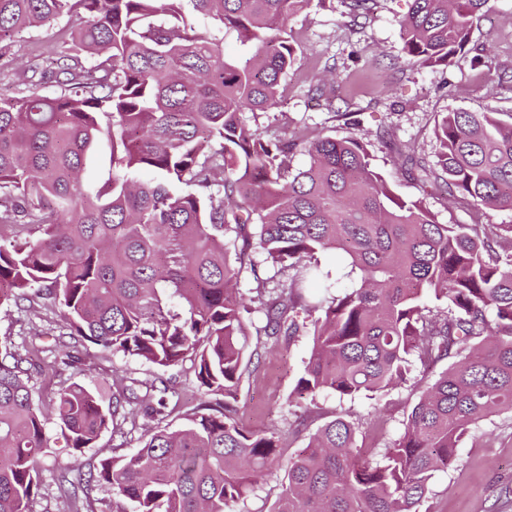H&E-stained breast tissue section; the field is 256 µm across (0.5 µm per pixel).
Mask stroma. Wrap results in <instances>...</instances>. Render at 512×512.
I'll return each mask as SVG.
<instances>
[{
  "mask_svg": "<svg viewBox=\"0 0 512 512\" xmlns=\"http://www.w3.org/2000/svg\"><path fill=\"white\" fill-rule=\"evenodd\" d=\"M408 0H378L368 18L351 21L347 0L311 4L288 27L295 42L296 60L287 78V91L268 117L280 131L294 133L302 124H320L329 134L342 137L366 135L372 162L390 182L399 199L418 200L442 224H466L463 207L451 203L441 182L421 185L397 163L398 152L436 160L435 127L448 112H495L512 116V0H497L493 10L475 23L470 50L459 53L448 65L426 68L410 63L400 37V17ZM67 19L45 23L24 38L0 43V94L15 95L16 70L28 66L34 55L49 56L69 31ZM333 67L336 83L331 103L311 97L323 67ZM262 312H254L249 326L247 353L251 361L238 396L239 421L252 430L285 432L289 453L305 448L315 431L333 412H344L368 428L385 423V436L397 438L404 412L417 394L409 386L376 398L338 400L334 395L299 396L294 392L312 345L299 337L290 345L276 344L261 335ZM61 317L48 301L0 306V350L28 347L42 349L55 368L49 375L33 376L35 397L49 403L62 387L78 383L98 390L103 406H111L122 388L123 377L146 380L154 369L134 358L114 355L86 342L75 353L55 342ZM307 429L289 435L298 418ZM51 452L39 461L41 486L33 512H68L57 488L59 467H67L74 481H89V496L103 512L111 501L104 484L90 482L103 458L131 453L142 444L140 431L124 434L104 431L94 445L71 458L55 422H48ZM431 492L419 512H512V412L479 422L459 444L447 470L435 472Z\"/></svg>",
  "mask_w": 512,
  "mask_h": 512,
  "instance_id": "1",
  "label": "stroma"
}]
</instances>
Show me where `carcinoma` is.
<instances>
[{
  "instance_id": "obj_1",
  "label": "carcinoma",
  "mask_w": 512,
  "mask_h": 512,
  "mask_svg": "<svg viewBox=\"0 0 512 512\" xmlns=\"http://www.w3.org/2000/svg\"><path fill=\"white\" fill-rule=\"evenodd\" d=\"M312 2L0 0V43L74 22L55 67L30 64L15 73L18 95L0 99V228L11 234L0 244V306L44 299L76 344L162 371L188 359L202 394L182 426L151 427L135 452L101 460L112 512H234L282 457L279 432L236 419L252 314L239 283L256 272L255 249L286 276L271 287L255 279L264 335L312 337L296 393L373 396L409 383L416 361L452 360L412 384L421 394L401 434L367 456L343 414L320 425L287 462L268 512H417L471 426L512 412V224L489 233L480 223L486 210L512 211V121L448 112L435 167L407 155L421 182L442 180L469 207L471 224H441L396 198L361 137L304 126L290 141L260 126L294 63L288 22ZM494 3L410 0L405 53L448 64ZM230 34L244 46L235 59L223 52ZM46 82L55 95L39 93ZM101 134L112 177L91 186L80 172ZM298 149L304 168L293 166ZM144 170L155 177L142 180ZM326 251L344 254L357 284L307 296V281L331 287ZM33 370H43L33 351L0 354V512H32L48 415L74 456L109 427L137 426L132 406L163 420L178 396L161 374L132 378L105 409L72 384L47 412ZM60 493L70 512H95L88 492Z\"/></svg>"
}]
</instances>
